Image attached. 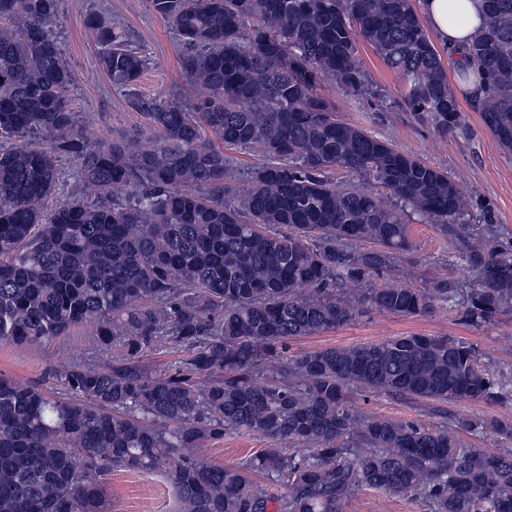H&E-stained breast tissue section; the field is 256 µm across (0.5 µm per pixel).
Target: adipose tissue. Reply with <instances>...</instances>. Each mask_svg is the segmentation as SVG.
<instances>
[{
  "mask_svg": "<svg viewBox=\"0 0 512 512\" xmlns=\"http://www.w3.org/2000/svg\"><path fill=\"white\" fill-rule=\"evenodd\" d=\"M420 9L435 38L452 52L462 51L482 27L483 0H420Z\"/></svg>",
  "mask_w": 512,
  "mask_h": 512,
  "instance_id": "obj_1",
  "label": "adipose tissue"
}]
</instances>
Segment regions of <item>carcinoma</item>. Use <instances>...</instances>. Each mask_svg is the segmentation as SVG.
Wrapping results in <instances>:
<instances>
[{
  "instance_id": "obj_1",
  "label": "carcinoma",
  "mask_w": 512,
  "mask_h": 512,
  "mask_svg": "<svg viewBox=\"0 0 512 512\" xmlns=\"http://www.w3.org/2000/svg\"><path fill=\"white\" fill-rule=\"evenodd\" d=\"M415 2L149 0L200 90L189 110L142 96L149 59L90 14L101 68L146 121L91 140L70 101L58 0H0V342L91 324L113 352L106 368L65 367L53 394L0 377V512H108L103 481L118 468L164 472L174 512H344L363 488L413 493L427 512H512L511 419L450 415L431 430L352 409L359 392L512 397V377L474 345L413 334L288 353L289 340L364 308L418 317L444 303L474 327L512 312V247L475 238L457 180L338 120L316 94L324 77L361 92L363 42L401 79L418 122L443 138L460 129ZM485 9L456 76L483 80L473 106L512 151V0ZM33 134L48 147H31ZM216 139L259 152L242 195ZM61 155L76 163L77 193ZM336 167L357 183L336 185ZM407 209L452 237L467 281L374 283L411 250ZM167 347L184 357L159 371L142 362ZM487 430L507 447L462 437ZM233 431L288 447L232 466L197 455Z\"/></svg>"
}]
</instances>
